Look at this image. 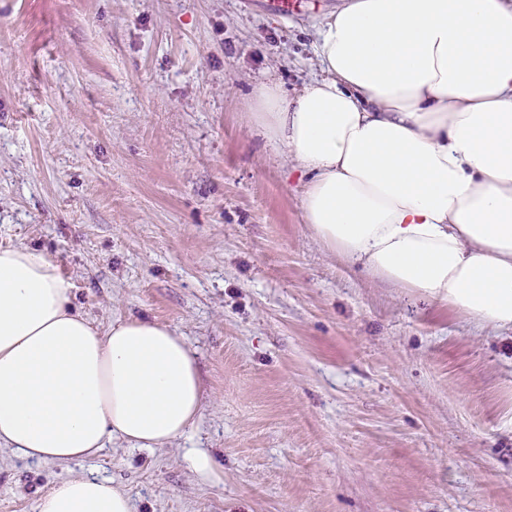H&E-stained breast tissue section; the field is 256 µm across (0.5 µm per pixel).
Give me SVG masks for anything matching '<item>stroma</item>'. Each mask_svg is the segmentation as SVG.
Returning a JSON list of instances; mask_svg holds the SVG:
<instances>
[{
	"label": "stroma",
	"mask_w": 512,
	"mask_h": 512,
	"mask_svg": "<svg viewBox=\"0 0 512 512\" xmlns=\"http://www.w3.org/2000/svg\"><path fill=\"white\" fill-rule=\"evenodd\" d=\"M341 4L0 0V246L49 255L96 326L169 324L203 388L161 448L0 447V512L90 473L133 512H512V330L349 269L246 113L320 77ZM191 461L194 472L203 480L219 481L221 473L214 466L209 454L203 451L191 453Z\"/></svg>",
	"instance_id": "1"
}]
</instances>
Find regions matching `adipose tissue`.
Instances as JSON below:
<instances>
[{
	"mask_svg": "<svg viewBox=\"0 0 512 512\" xmlns=\"http://www.w3.org/2000/svg\"><path fill=\"white\" fill-rule=\"evenodd\" d=\"M323 75L255 86L256 132L304 174V220L349 267L512 329V0H349L318 31ZM194 356L169 325L101 329L41 251L0 247V446L41 461L182 438ZM39 512H133L71 477Z\"/></svg>",
	"mask_w": 512,
	"mask_h": 512,
	"instance_id": "ef3b65f1",
	"label": "adipose tissue"
}]
</instances>
